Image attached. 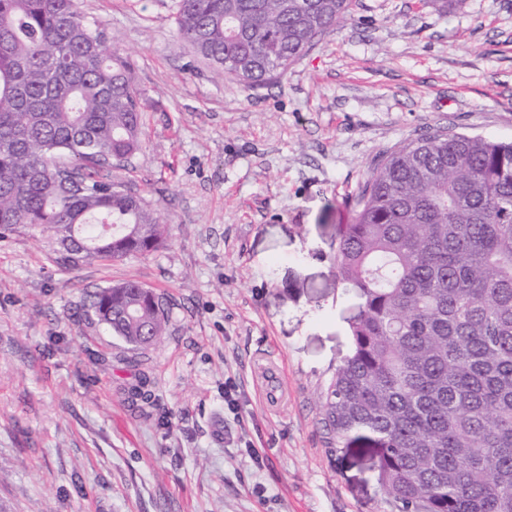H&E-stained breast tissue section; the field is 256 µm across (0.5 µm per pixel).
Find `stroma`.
<instances>
[{"label": "stroma", "mask_w": 512, "mask_h": 512, "mask_svg": "<svg viewBox=\"0 0 512 512\" xmlns=\"http://www.w3.org/2000/svg\"><path fill=\"white\" fill-rule=\"evenodd\" d=\"M78 7L140 93L143 147L107 176L168 234L148 256L70 268L49 237L0 238V512H393L370 449L321 423L360 303L336 276V230L404 144L512 140V0H354L257 89L179 41L176 0ZM128 278L169 308L152 345L90 319L91 295Z\"/></svg>", "instance_id": "stroma-1"}]
</instances>
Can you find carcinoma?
Returning a JSON list of instances; mask_svg holds the SVG:
<instances>
[{
    "instance_id": "carcinoma-1",
    "label": "carcinoma",
    "mask_w": 512,
    "mask_h": 512,
    "mask_svg": "<svg viewBox=\"0 0 512 512\" xmlns=\"http://www.w3.org/2000/svg\"><path fill=\"white\" fill-rule=\"evenodd\" d=\"M353 0H179L178 33L248 89L284 74ZM134 71L77 0H0V237L52 234L63 265L158 249L166 225L106 177L141 149ZM337 229L361 299L322 395L332 438L364 431L398 512H512V141L432 135L385 155ZM133 347L169 313L136 279L96 291Z\"/></svg>"
}]
</instances>
